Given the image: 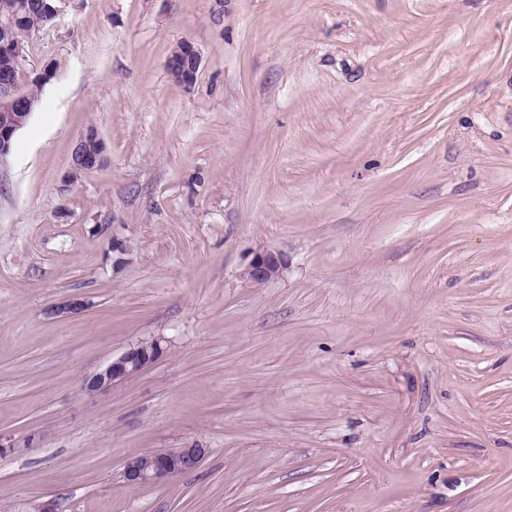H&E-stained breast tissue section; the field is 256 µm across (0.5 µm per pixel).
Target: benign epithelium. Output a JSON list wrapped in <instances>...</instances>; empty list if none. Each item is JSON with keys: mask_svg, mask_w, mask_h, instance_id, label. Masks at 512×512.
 Wrapping results in <instances>:
<instances>
[{"mask_svg": "<svg viewBox=\"0 0 512 512\" xmlns=\"http://www.w3.org/2000/svg\"><path fill=\"white\" fill-rule=\"evenodd\" d=\"M10 54L13 67L0 72V96L8 97L15 102L16 111L8 113L0 124V166L7 163L13 137L26 125L35 110L34 101L14 95L19 75L25 70L24 49L19 44H12ZM199 59L200 54L192 43L177 46L169 57L168 72L175 80L183 84L190 83L196 80ZM105 161V142L96 130L87 129L76 141L72 163L66 174L67 181H77L85 174L102 167ZM280 268V257L272 252H264L255 257L243 272V276L252 283H263L277 276ZM162 353L160 338L137 342L86 378L84 389L92 394L115 386L142 371ZM32 445L31 437L22 441L5 440L0 437V454L19 453ZM206 454L207 449L199 445L139 454L125 462L123 477L129 484L140 487L170 483L198 468Z\"/></svg>", "mask_w": 512, "mask_h": 512, "instance_id": "7a95c632", "label": "benign epithelium"}]
</instances>
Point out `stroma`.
Masks as SVG:
<instances>
[{
	"instance_id": "35a3bbf8",
	"label": "stroma",
	"mask_w": 512,
	"mask_h": 512,
	"mask_svg": "<svg viewBox=\"0 0 512 512\" xmlns=\"http://www.w3.org/2000/svg\"><path fill=\"white\" fill-rule=\"evenodd\" d=\"M28 56L55 74L0 168V436L34 444L0 512H512V0H61ZM90 126L107 161L65 183ZM168 59L167 70L175 80L183 84L195 82L200 54L191 42L177 45ZM280 257L272 252H264L258 254L247 269L243 272V276L252 283H263L280 272ZM163 340L152 338L129 346L124 352L85 379L84 389L97 393L136 375L163 353ZM206 454L207 448L199 445L139 454L125 462L123 477L140 487L170 483L198 468Z\"/></svg>"
}]
</instances>
